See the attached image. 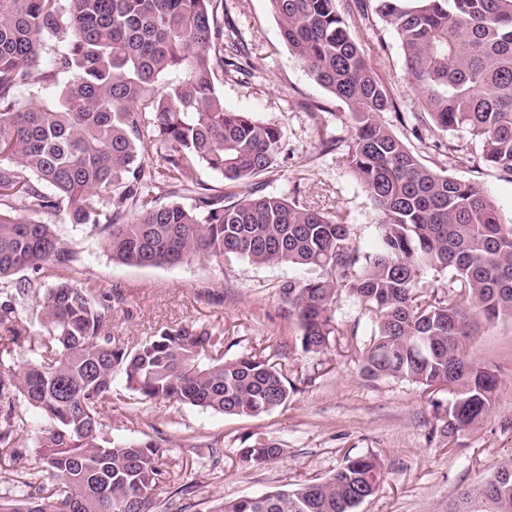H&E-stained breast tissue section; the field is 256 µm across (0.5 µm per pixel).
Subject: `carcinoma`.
Returning <instances> with one entry per match:
<instances>
[{"mask_svg":"<svg viewBox=\"0 0 512 512\" xmlns=\"http://www.w3.org/2000/svg\"><path fill=\"white\" fill-rule=\"evenodd\" d=\"M58 2L0 0L1 340L27 331L18 303L34 284L13 276L76 262L52 225L32 217L64 206L128 266L220 257L307 270L281 288L303 354L327 350L345 294L373 315L366 376L452 388L449 434L483 420L497 380L471 359L469 339L481 324L512 320V224L479 183L427 167L382 121L394 101L338 0L268 4L289 50L351 109L348 165L381 217L372 250L354 242L346 219L260 189L283 135L224 107L216 69L238 74L246 54L219 25L217 0H69L65 15ZM372 2L401 41L419 121L468 131L480 160L512 179V0ZM50 34L62 35L63 48L35 75ZM31 83L36 92L23 103L18 91ZM149 132L169 146L158 167L139 154ZM199 165L228 190L191 182ZM160 184L183 187L191 205L158 202L150 189ZM96 195L107 196L108 214ZM429 271L451 274L448 291H419ZM36 306L47 336L27 367L0 369V465L27 432L19 398L49 428L33 442L41 470L18 474L22 490L0 496V512H154L174 471L153 438L104 436L118 375L143 400L224 415L258 416L288 400L282 370L256 354L224 358L223 340L204 328L165 327L128 348L112 336V296L96 300L69 280ZM282 455L259 437L239 449L253 466ZM384 474L380 458L359 456L323 482L224 501L214 512H355ZM448 512H512V463L460 492Z\"/></svg>","mask_w":512,"mask_h":512,"instance_id":"obj_1","label":"carcinoma"}]
</instances>
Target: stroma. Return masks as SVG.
Segmentation results:
<instances>
[{
  "label": "stroma",
  "instance_id": "1",
  "mask_svg": "<svg viewBox=\"0 0 512 512\" xmlns=\"http://www.w3.org/2000/svg\"><path fill=\"white\" fill-rule=\"evenodd\" d=\"M220 24H231L244 44V73L217 74L226 108L249 112L283 132L273 168L260 178L264 192L344 216L352 238L371 247L380 215L347 164L348 106L317 84L283 42L267 0H217ZM351 33L398 104L382 119L426 166L480 183L504 222H512V180L479 164L461 168L439 146V135L415 130L420 95L406 76L396 33L377 15L355 23ZM328 126L344 145L321 151L316 132ZM78 254L73 269L47 266L36 287L69 279L96 295L113 294L112 334L135 345L165 326L196 323L224 339L233 358L256 351L281 364L292 385L287 402L257 416H226L178 402L142 401L116 383L112 406L102 415L105 434L140 440L160 435L178 478L164 488L156 512H210L219 502L293 487L330 477L346 459L378 456L385 468L379 490L357 512H448L460 489L487 479L512 463V320L480 326L471 338L472 357L495 372L499 384L489 414L476 427L443 435L442 421L454 401L445 387L424 388L361 372L370 313L348 297L336 306L339 333L326 353L303 355L280 288L304 278L286 265L226 263L210 257L164 267H134L112 261L99 237L71 223L65 210L37 213ZM280 444L284 455L246 467L238 450L253 437Z\"/></svg>",
  "mask_w": 512,
  "mask_h": 512
}]
</instances>
